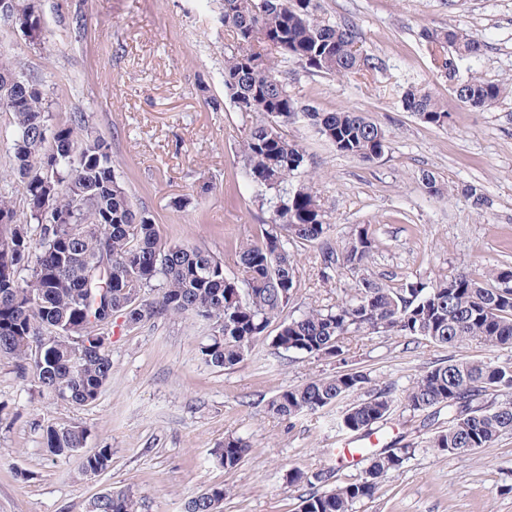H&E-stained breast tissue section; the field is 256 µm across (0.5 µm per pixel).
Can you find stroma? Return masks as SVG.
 Wrapping results in <instances>:
<instances>
[{
  "instance_id": "35a3bbf8",
  "label": "stroma",
  "mask_w": 512,
  "mask_h": 512,
  "mask_svg": "<svg viewBox=\"0 0 512 512\" xmlns=\"http://www.w3.org/2000/svg\"><path fill=\"white\" fill-rule=\"evenodd\" d=\"M40 44L17 23L0 21L19 75L41 79L54 117L79 109L112 147L117 177L134 205L152 215L161 237L198 246L239 273L242 244L261 239L270 217L245 173L242 141L258 121L224 93V53L232 42L220 20L221 0H37ZM321 20L354 26L364 53L384 70L352 76L309 72L296 58L279 62L300 105L322 112L363 113L385 134L384 154L371 162L341 154L296 117L283 126L305 150L307 180L318 196L328 238L342 243L360 229L373 237L366 277L394 286L433 280L512 256V0H319ZM85 20L83 30L69 22ZM456 26L478 39V60L462 62L505 88L491 107L461 106L435 67L422 32ZM410 86L431 89L451 114L433 127L403 109ZM432 174L440 188L422 185ZM487 197L484 211L467 194ZM293 308L334 304L354 285L343 272L323 284L314 244L294 247ZM209 339L201 323L167 316L134 329L115 328L112 374L97 401L76 407L41 397L0 356V512H87L104 490H132L140 512H184L187 501L224 487L223 512H297L306 485L290 470L316 472L339 448L336 411L282 419L267 411L281 390L335 375L349 366L376 383L408 387L433 363L489 356L512 362V349L454 348L377 334L351 342L343 357L277 350L260 343L242 363L212 368L198 357ZM79 423L85 448L112 450V465L82 479L73 461L53 458L43 429ZM425 414L406 411L380 431L382 442L415 444L402 468L385 473L374 499L354 512H512V433L474 454L428 448ZM228 436L251 448L234 469L210 452Z\"/></svg>"
}]
</instances>
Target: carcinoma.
Wrapping results in <instances>:
<instances>
[{"instance_id":"obj_1","label":"carcinoma","mask_w":512,"mask_h":512,"mask_svg":"<svg viewBox=\"0 0 512 512\" xmlns=\"http://www.w3.org/2000/svg\"><path fill=\"white\" fill-rule=\"evenodd\" d=\"M15 4L18 21L31 39H39L41 17L27 0ZM222 10L233 39L224 57V92L238 111L266 117L246 135L242 156L272 211L263 241L240 247L238 278L227 276L223 260L200 247L163 241L153 218L134 206L117 178L111 145L92 130L88 116L75 111L52 124L41 81L22 76L19 85L9 82L16 71L0 50V112L11 116L10 172L23 185L26 205L22 221L13 198L0 194V216L10 220L0 223V355L15 359L21 378L37 394L85 406L99 398L112 372L113 318L125 310L134 328L167 315L207 323L212 339L198 354L204 364L222 369L243 362L272 325L276 348L313 356L338 357L352 339L381 333L439 347L474 341L488 349L512 348V264L506 260L480 274L460 271L397 286L361 277L334 305L284 315L297 286L291 246L322 242V279L329 283L345 269H364L373 239L363 229L338 248L323 241L329 225L311 187H288L304 172L307 156L282 126L301 113L336 151L363 162L384 153L385 135L360 112L301 108L276 75L278 57H294L314 73L342 76L379 71L385 62L359 52L354 28L318 19L317 0H222ZM423 38L431 55L443 57L441 72L454 82L465 107H489L502 96L499 84L458 77L460 61L481 56L480 41L452 25L426 29ZM402 104L425 124L450 122L451 114L425 88H407ZM18 225L24 233L15 231ZM134 291L141 303L130 311ZM369 384V373L347 368L280 391L268 411L288 419L312 415ZM401 409L425 413L431 422L447 410L430 447L472 454L512 432V363L450 357L405 389L392 382L368 389L366 397L339 411L336 430L370 436ZM88 437L80 424L49 426L43 444L53 457L75 459L78 474L91 480L110 468L112 449L85 452ZM249 449L245 438L229 436L212 456L229 470ZM360 453L367 462L360 480L309 494L299 512H354L415 449L387 445ZM334 472L333 466L311 475L297 469L288 481L313 486ZM224 496V487H210L191 498L185 512H222ZM89 512H139V500L130 490L110 489L90 502Z\"/></svg>"}]
</instances>
